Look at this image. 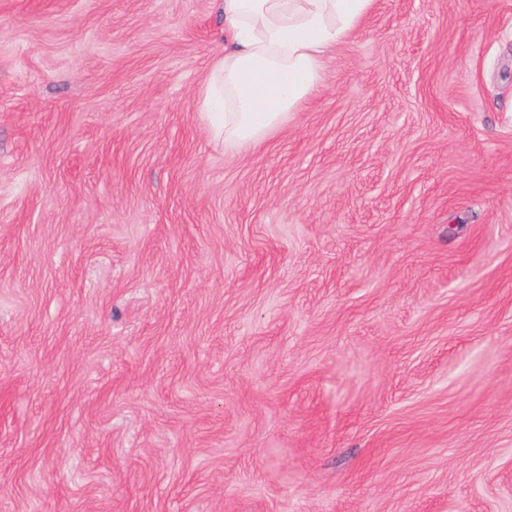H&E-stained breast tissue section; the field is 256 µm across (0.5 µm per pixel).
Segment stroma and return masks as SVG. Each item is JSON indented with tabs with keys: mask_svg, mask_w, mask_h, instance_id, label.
Listing matches in <instances>:
<instances>
[{
	"mask_svg": "<svg viewBox=\"0 0 512 512\" xmlns=\"http://www.w3.org/2000/svg\"><path fill=\"white\" fill-rule=\"evenodd\" d=\"M216 0H0V512H512V0H374L240 151Z\"/></svg>",
	"mask_w": 512,
	"mask_h": 512,
	"instance_id": "obj_1",
	"label": "stroma"
}]
</instances>
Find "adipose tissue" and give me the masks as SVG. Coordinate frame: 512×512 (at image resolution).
<instances>
[{
	"instance_id": "ef3b65f1",
	"label": "adipose tissue",
	"mask_w": 512,
	"mask_h": 512,
	"mask_svg": "<svg viewBox=\"0 0 512 512\" xmlns=\"http://www.w3.org/2000/svg\"><path fill=\"white\" fill-rule=\"evenodd\" d=\"M372 0H221L228 44L196 108L231 149L262 141L315 90Z\"/></svg>"
}]
</instances>
